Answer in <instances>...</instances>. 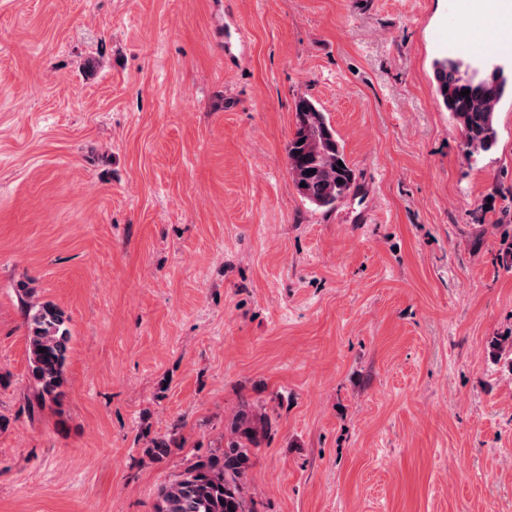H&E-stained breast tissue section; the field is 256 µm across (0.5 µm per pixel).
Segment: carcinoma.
<instances>
[{
  "instance_id": "cac0c4a2",
  "label": "carcinoma",
  "mask_w": 512,
  "mask_h": 512,
  "mask_svg": "<svg viewBox=\"0 0 512 512\" xmlns=\"http://www.w3.org/2000/svg\"><path fill=\"white\" fill-rule=\"evenodd\" d=\"M436 91L464 138L467 158L491 151L497 141L495 110L509 88L505 74L485 73L468 79L465 63L448 56L434 62ZM470 90L469 95L461 91ZM294 112L303 123L317 118L319 126L308 133L299 127L288 142V173L298 193L309 204L330 211L353 191L354 170L348 164L336 132L315 101L300 97ZM343 166H338V163ZM24 304L29 376L35 390L30 411L46 403L57 404L65 395V367L69 358L70 318L55 304L34 299L35 290L19 285ZM492 355L506 356L512 368V333L491 342ZM262 426L251 425L245 412L237 415L224 452L192 463L183 474L161 487L156 512H254L245 491L252 449L271 428L263 413Z\"/></svg>"
}]
</instances>
